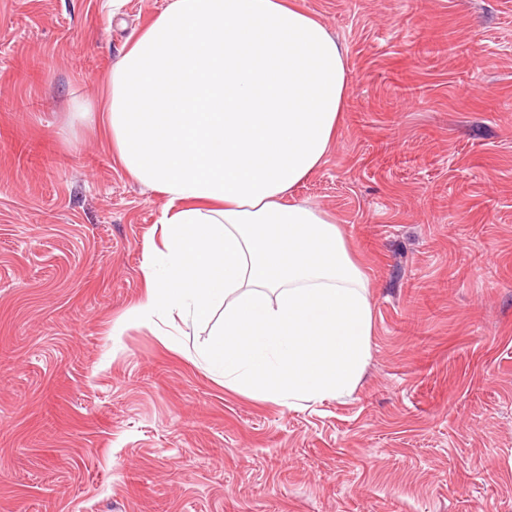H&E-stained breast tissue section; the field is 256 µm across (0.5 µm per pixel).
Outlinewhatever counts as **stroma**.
<instances>
[{
  "instance_id": "obj_1",
  "label": "stroma",
  "mask_w": 512,
  "mask_h": 512,
  "mask_svg": "<svg viewBox=\"0 0 512 512\" xmlns=\"http://www.w3.org/2000/svg\"><path fill=\"white\" fill-rule=\"evenodd\" d=\"M168 0H0V512H512V0H294L346 49L295 197L367 279L355 392L288 407L113 325L163 197L73 119ZM458 56H448V42Z\"/></svg>"
}]
</instances>
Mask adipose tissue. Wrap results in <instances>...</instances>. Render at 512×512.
Returning a JSON list of instances; mask_svg holds the SVG:
<instances>
[{
    "instance_id": "1",
    "label": "adipose tissue",
    "mask_w": 512,
    "mask_h": 512,
    "mask_svg": "<svg viewBox=\"0 0 512 512\" xmlns=\"http://www.w3.org/2000/svg\"><path fill=\"white\" fill-rule=\"evenodd\" d=\"M341 42L292 0H170L128 43L99 114L121 168L166 200L128 322L223 310L201 357L288 407L350 396L370 358L366 276L336 222L296 201L349 92Z\"/></svg>"
}]
</instances>
